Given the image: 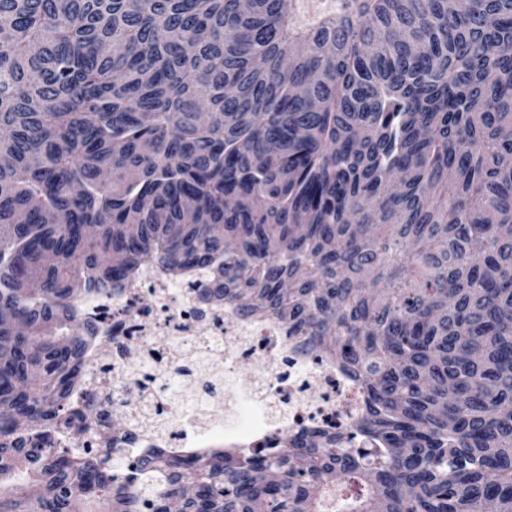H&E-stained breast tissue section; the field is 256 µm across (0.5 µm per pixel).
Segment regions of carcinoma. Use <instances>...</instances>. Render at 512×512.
<instances>
[{"instance_id": "cac0c4a2", "label": "carcinoma", "mask_w": 512, "mask_h": 512, "mask_svg": "<svg viewBox=\"0 0 512 512\" xmlns=\"http://www.w3.org/2000/svg\"><path fill=\"white\" fill-rule=\"evenodd\" d=\"M0 154V512H512V0H0ZM146 260L344 367L354 433L117 474L78 300ZM364 0H288L292 17L301 27H313L330 15L335 18L348 4L349 13L356 14Z\"/></svg>"}]
</instances>
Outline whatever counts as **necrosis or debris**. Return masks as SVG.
Listing matches in <instances>:
<instances>
[{
  "label": "necrosis or debris",
  "mask_w": 512,
  "mask_h": 512,
  "mask_svg": "<svg viewBox=\"0 0 512 512\" xmlns=\"http://www.w3.org/2000/svg\"><path fill=\"white\" fill-rule=\"evenodd\" d=\"M208 273L174 277L147 266L112 298L84 297L85 311L104 334L91 353L87 387L111 399L135 396L121 436L125 460L163 450L195 455L222 445L254 448L313 429H349L364 408L361 389L336 361L299 355L286 326L264 316L241 317L236 306L201 310L198 293ZM150 294L151 305L139 303ZM208 352L224 377L253 364L259 377L246 386L247 425L203 424L197 415L162 426L142 412L167 397L166 381L184 368L185 357Z\"/></svg>",
  "instance_id": "4bbe7bcc"
}]
</instances>
